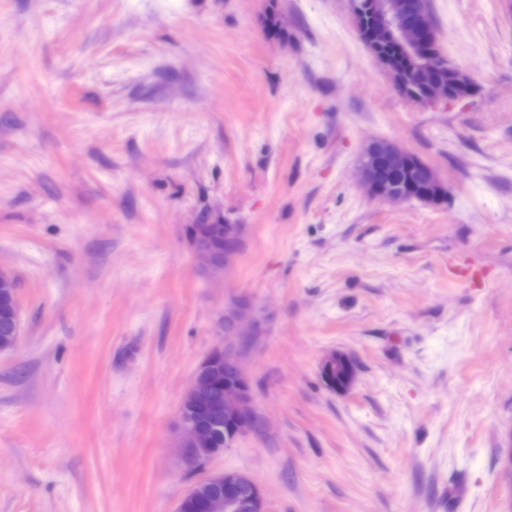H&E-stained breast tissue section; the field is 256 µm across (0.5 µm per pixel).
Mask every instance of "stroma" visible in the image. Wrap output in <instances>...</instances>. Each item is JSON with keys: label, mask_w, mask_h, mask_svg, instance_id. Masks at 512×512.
<instances>
[{"label": "stroma", "mask_w": 512, "mask_h": 512, "mask_svg": "<svg viewBox=\"0 0 512 512\" xmlns=\"http://www.w3.org/2000/svg\"><path fill=\"white\" fill-rule=\"evenodd\" d=\"M430 2L480 90L421 107L345 0H0V512H174L201 478L180 404L240 301L260 427L210 468L265 512H512V10ZM371 138L444 203L369 197ZM207 220L244 227L219 277L185 236ZM468 252L484 287L448 276ZM6 318L15 320L13 326L5 329V336H0V353L15 347L20 336V320L17 288L14 280L6 272H0V308ZM333 368L341 369V382H336L335 388L338 391L348 390L356 378V365L354 361L340 352L329 354L322 362L321 371L323 379L331 384V371Z\"/></svg>", "instance_id": "35a3bbf8"}]
</instances>
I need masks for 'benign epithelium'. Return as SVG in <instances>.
<instances>
[{
  "label": "benign epithelium",
  "instance_id": "obj_1",
  "mask_svg": "<svg viewBox=\"0 0 512 512\" xmlns=\"http://www.w3.org/2000/svg\"><path fill=\"white\" fill-rule=\"evenodd\" d=\"M353 26L377 64L388 74L396 89L408 100L431 105L439 101L457 102L478 92L470 75L452 63H446L438 45L431 13L423 8L415 12L404 0H347ZM397 45L405 54L407 64L399 66L381 52L383 45ZM391 157L410 158L404 181L389 179L382 161ZM361 185L373 197L388 202L420 200L440 201L447 191L438 172L416 155L386 140H372L364 148L358 166ZM240 224L224 225V253H218L208 235L198 229L191 251L198 267L207 272H224L236 260L242 243ZM248 305L240 303L224 313V334L237 335L246 318ZM0 313L14 319L11 328L0 336V353L15 347L20 336L17 288L12 277L0 272ZM219 342L199 362L182 404H191L194 413L224 420V448H232L241 437L256 426L252 401V385L241 359L224 350ZM229 366L235 384L224 386V393L215 395L199 387V378L221 373ZM341 369L338 391L348 390L356 378L354 361L340 352L329 354L322 362V377L331 382L332 369ZM214 428L179 409L176 451L184 466L199 470L223 453L216 442ZM192 499L195 512H264L262 488L248 474L224 470L196 482L177 502L175 512H186L184 504Z\"/></svg>",
  "mask_w": 512,
  "mask_h": 512
}]
</instances>
